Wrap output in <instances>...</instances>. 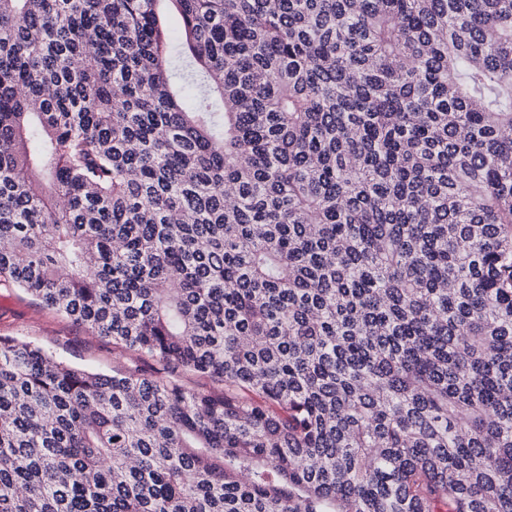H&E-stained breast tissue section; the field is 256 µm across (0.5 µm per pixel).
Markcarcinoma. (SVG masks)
<instances>
[{
    "label": "carcinoma",
    "instance_id": "1",
    "mask_svg": "<svg viewBox=\"0 0 512 512\" xmlns=\"http://www.w3.org/2000/svg\"><path fill=\"white\" fill-rule=\"evenodd\" d=\"M2 281L0 512H512V0H0ZM0 336L31 341L80 367L112 374L116 366L153 370L152 359L123 352L112 340L92 335L15 288H0Z\"/></svg>",
    "mask_w": 512,
    "mask_h": 512
}]
</instances>
